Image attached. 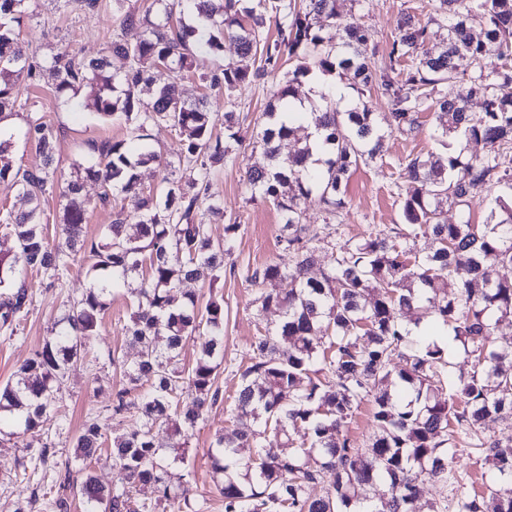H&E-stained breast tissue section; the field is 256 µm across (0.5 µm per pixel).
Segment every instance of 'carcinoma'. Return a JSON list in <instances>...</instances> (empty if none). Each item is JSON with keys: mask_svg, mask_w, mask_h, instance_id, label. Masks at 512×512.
<instances>
[{"mask_svg": "<svg viewBox=\"0 0 512 512\" xmlns=\"http://www.w3.org/2000/svg\"><path fill=\"white\" fill-rule=\"evenodd\" d=\"M27 0H0V121L18 95V82L33 78L36 65L11 27L20 23ZM164 18L140 12L131 0H112L122 29H138L133 41L114 40L111 51L129 60L122 72L110 70L107 57L84 61L67 51L52 59L50 70L60 95L89 86L93 98L84 106L102 118H122L139 143L133 152L119 141L94 148L77 164L98 181L103 199L117 190L136 200L134 223L118 213L98 239L83 235L82 181L67 184L62 242L53 246L42 223V201L55 188L52 164L56 137L45 122L28 123L25 136L41 162L16 165L10 143L0 141V184L29 200L28 211L6 214V234L14 250L0 254V329L15 331L28 302L26 278L39 274L49 285L61 280L71 263L83 262L88 287L57 321L41 349L0 385V426L40 432L44 415L56 407L55 384L82 358L98 337L112 293L129 280L134 310L127 331L138 358L123 370L127 387L115 393L112 415L131 418L130 429L113 437L97 418H88L75 437V458L112 461V488L92 474L74 484L70 473L58 487L71 490L85 512H159L175 501L189 505L191 482L173 466L187 462V440L220 398L217 370L224 363V295L204 303L181 288L188 281L213 286L224 277V258L235 248L237 224L224 225V239L214 240L198 220L208 201L215 168L236 159L235 113H224V130L214 134L215 113L203 102L188 103L173 84L141 98L151 84L145 62L165 64L180 76L197 69V57L222 48L228 39L237 58L200 78L226 99L274 72L281 61L296 68L276 80L271 123L254 135L265 163L245 174L248 200L274 204L284 224L278 243L293 264L270 262L245 271L257 288L260 311L277 310L280 322L255 338L249 365L230 419L238 427L218 435L211 467L224 499V512H512V442L482 434L488 420L512 421V343L494 340L497 324L512 319V279L497 268L512 266V197L497 196L485 223L443 218L450 202L461 209L495 187L512 191V0H425L427 22L400 17L388 53L377 68L367 64L371 29L340 19L336 0H154ZM186 7L193 22L172 25L175 7ZM486 17L484 31L467 24L473 11ZM277 38L265 34L266 20ZM441 30L430 44L429 24ZM342 29L339 42L322 36L325 26ZM335 74L357 93L348 99L330 92L311 102L310 122L291 110L298 99L299 77ZM469 76L472 94L483 98L484 111L473 113L469 101L443 90ZM377 89L391 106L388 130L411 133L419 113L435 103L438 138L460 135L483 145L484 153L462 157L427 153L402 164L397 185L403 223L388 233L358 242L331 245L320 276L308 272L320 245L340 234L338 224H306L301 205L316 197L328 219L346 205L349 177L381 151L386 131L377 124L364 94ZM164 123L185 135L178 162L189 174L165 177L163 187L140 188L139 166L161 157L149 142L148 129ZM294 139L284 156L280 143ZM428 235L436 247L417 250ZM148 273L140 274L144 262ZM288 280L283 293L275 284ZM441 297L438 322L451 331L448 343L414 336L405 314L421 323L425 302ZM207 338L192 366L180 363L188 336ZM470 361V370L452 374L448 393L437 392L448 372V351ZM150 381L146 390L142 380ZM288 404H283V400ZM372 403L373 435L365 448L350 442L344 428L361 404ZM274 437L303 429L309 438L288 454L259 440L255 426ZM161 428L173 441L158 439ZM492 462L504 484L485 495L443 496L421 502L418 487L458 483L446 465L456 440ZM312 485L320 494L309 493ZM378 485L388 498L363 508L361 493ZM146 496L135 499L133 493Z\"/></svg>", "mask_w": 512, "mask_h": 512, "instance_id": "1", "label": "carcinoma"}]
</instances>
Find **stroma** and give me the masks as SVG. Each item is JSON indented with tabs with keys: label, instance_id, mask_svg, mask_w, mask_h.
Listing matches in <instances>:
<instances>
[{
	"label": "stroma",
	"instance_id": "stroma-1",
	"mask_svg": "<svg viewBox=\"0 0 512 512\" xmlns=\"http://www.w3.org/2000/svg\"><path fill=\"white\" fill-rule=\"evenodd\" d=\"M421 2L337 0V10L343 21L371 28L374 43L370 62L377 67L389 51L401 13L416 12ZM29 11L19 26L20 38L42 69L34 79L22 83L12 114L6 125L0 127V136L10 139L16 164L30 167L39 164L40 158L24 131L36 119L51 125L57 136L53 168L55 179L62 186L70 180L75 165L92 154L94 147L105 142L129 141L131 129L124 120L101 119L91 111H79L63 103L48 69L50 60L62 50L85 60L97 57L112 40L123 38L124 33L112 13V0H97L91 8L81 6L78 0H29ZM149 74L154 85L177 82L183 98L204 101L211 111H232L241 118L237 160L219 168L212 175L209 188L212 203L223 207L224 215L203 217L212 237L218 240L224 237L225 220L231 218L239 224L236 249L226 258L227 270L219 283V292L224 296V364L218 372L217 384L223 399L194 430L187 463L194 478L195 494L186 512H224L222 498L215 488L209 452L216 434L231 426L228 410L240 381L238 368L248 362L255 336L280 320L279 312L274 310L258 314L254 302L256 290L245 281L243 272L249 266L290 261L288 253L278 244L279 210L261 201L247 202L242 190L247 168L260 158L259 150L254 147L255 123L271 108L274 99L266 84L258 82L243 87L228 101L198 75L178 77L161 67L150 68ZM419 121V129L411 135H388L383 142L382 157L360 165L351 174L349 204L338 217L337 243L383 233L401 223L396 185L400 181V165L408 157L445 150L467 156L481 150L480 145L460 137L440 143L434 110L421 112ZM101 192L97 182L85 181L84 233L90 238L101 236L116 212L129 215L136 212L133 198L116 192L105 202ZM27 286L32 302L23 313L16 333L0 330V384L12 379L18 367L42 346L64 308L86 288L87 280L80 266L74 265L67 278L55 286H46L37 275L28 277ZM130 313L126 292L114 294L97 340L83 360L59 380L56 409L45 418L41 436L19 432L0 441V512H16L20 507L27 512H55L50 506L57 497L55 480L66 471L76 481L90 471L103 483L111 482L112 469L108 463L85 465L76 460L74 441L91 413L114 434L124 432L130 424L129 419L113 416L111 412L112 393L124 380L109 361L113 354L129 364L137 359V350L126 332ZM43 451L48 454L45 464L35 465V458ZM451 465L458 474L456 492L463 496L486 493L495 475L491 462L471 452L463 443L458 444Z\"/></svg>",
	"mask_w": 512,
	"mask_h": 512
}]
</instances>
